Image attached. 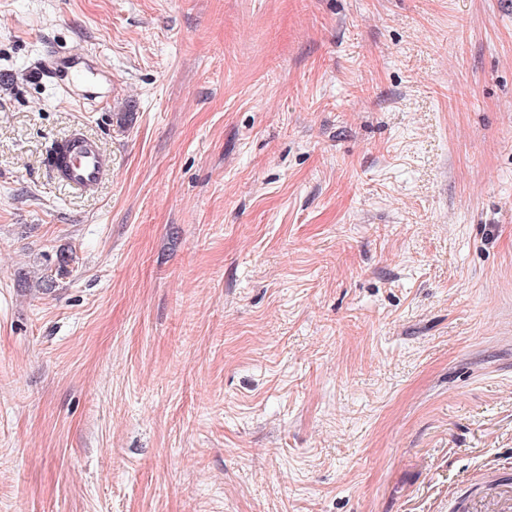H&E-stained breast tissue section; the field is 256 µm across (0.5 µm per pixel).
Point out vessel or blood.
Masks as SVG:
<instances>
[{
  "label": "vessel or blood",
  "instance_id": "vessel-or-blood-1",
  "mask_svg": "<svg viewBox=\"0 0 512 512\" xmlns=\"http://www.w3.org/2000/svg\"><path fill=\"white\" fill-rule=\"evenodd\" d=\"M47 167L55 180L91 193L111 176L112 158L95 140L75 130L53 144Z\"/></svg>",
  "mask_w": 512,
  "mask_h": 512
}]
</instances>
